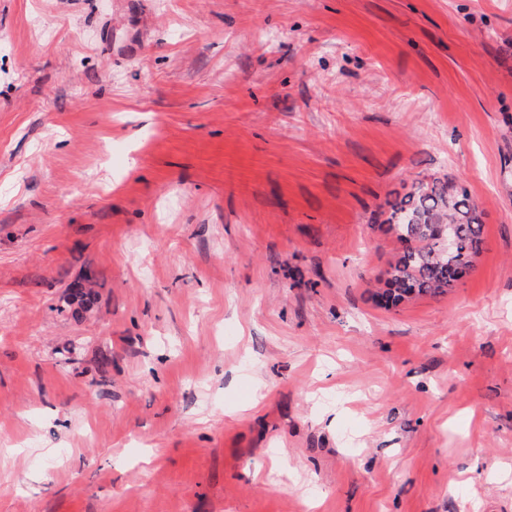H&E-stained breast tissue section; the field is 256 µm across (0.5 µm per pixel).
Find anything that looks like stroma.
I'll return each mask as SVG.
<instances>
[{
	"label": "stroma",
	"instance_id": "stroma-1",
	"mask_svg": "<svg viewBox=\"0 0 512 512\" xmlns=\"http://www.w3.org/2000/svg\"><path fill=\"white\" fill-rule=\"evenodd\" d=\"M0 512H512V0H0ZM386 205L384 224L402 248L385 271L381 300L389 306L455 288L483 242L482 213L468 190L448 180H417Z\"/></svg>",
	"mask_w": 512,
	"mask_h": 512
}]
</instances>
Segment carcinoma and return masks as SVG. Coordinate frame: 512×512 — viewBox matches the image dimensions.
<instances>
[{"mask_svg":"<svg viewBox=\"0 0 512 512\" xmlns=\"http://www.w3.org/2000/svg\"><path fill=\"white\" fill-rule=\"evenodd\" d=\"M387 231L401 244L379 297L395 305L444 295L470 272L483 242L482 213L468 190L448 180H417L386 201Z\"/></svg>","mask_w":512,"mask_h":512,"instance_id":"obj_1","label":"carcinoma"}]
</instances>
